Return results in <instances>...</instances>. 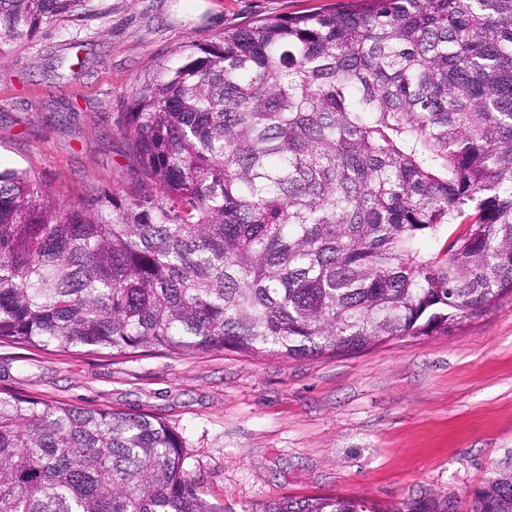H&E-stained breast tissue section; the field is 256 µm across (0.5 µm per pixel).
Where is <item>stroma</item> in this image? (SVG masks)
I'll return each mask as SVG.
<instances>
[{
	"mask_svg": "<svg viewBox=\"0 0 512 512\" xmlns=\"http://www.w3.org/2000/svg\"><path fill=\"white\" fill-rule=\"evenodd\" d=\"M91 0L0 61V169L39 174L65 203L128 199L135 165L118 126L134 90L189 45L338 0ZM0 391L145 413L183 439L199 492L224 512L340 496L391 512L438 493L470 512L512 471V298L448 335L283 358L225 349L46 350L0 343Z\"/></svg>",
	"mask_w": 512,
	"mask_h": 512,
	"instance_id": "stroma-1",
	"label": "stroma"
}]
</instances>
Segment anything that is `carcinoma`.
<instances>
[{
    "instance_id": "carcinoma-1",
    "label": "carcinoma",
    "mask_w": 512,
    "mask_h": 512,
    "mask_svg": "<svg viewBox=\"0 0 512 512\" xmlns=\"http://www.w3.org/2000/svg\"><path fill=\"white\" fill-rule=\"evenodd\" d=\"M89 2L0 0V59ZM120 134L127 200L65 205L0 171L1 343L335 355L448 335L512 296V0L246 23L136 88ZM0 512L223 510L165 423L12 394ZM259 512L371 510L311 496ZM473 512H512V472Z\"/></svg>"
}]
</instances>
